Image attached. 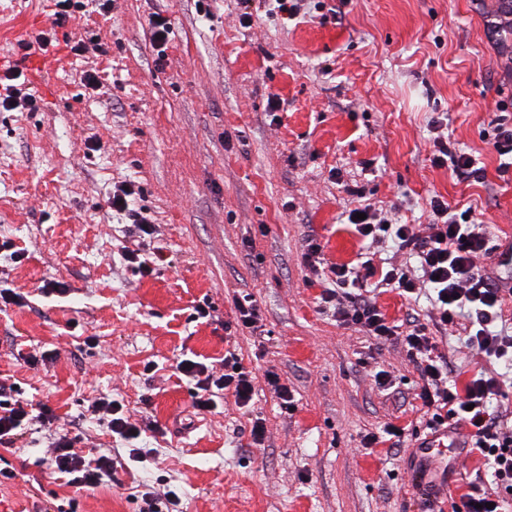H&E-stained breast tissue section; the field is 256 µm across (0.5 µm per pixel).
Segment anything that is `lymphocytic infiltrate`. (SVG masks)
Masks as SVG:
<instances>
[{"label": "lymphocytic infiltrate", "mask_w": 512, "mask_h": 512, "mask_svg": "<svg viewBox=\"0 0 512 512\" xmlns=\"http://www.w3.org/2000/svg\"><path fill=\"white\" fill-rule=\"evenodd\" d=\"M432 127L436 132L433 164L448 167L463 181L482 180L484 171L475 159L451 148L442 119H434ZM429 206L431 219L421 234L412 225L390 221L382 209L360 205L363 217L355 222L357 232L373 244L390 242L398 250L409 252L418 268L413 271L401 264L383 267L370 259L356 268L335 265L321 300L332 308L340 323L380 341H396L405 348L421 380L417 397L426 429L466 428L462 446L484 457L492 469L496 492L487 491L483 479L470 482L468 492L461 497L462 512H504L498 492L512 491V427L489 412L490 403L501 393V384L497 377L479 369L470 374L464 388H457L449 378V363L430 332L434 326L460 328L467 344L478 354L511 363L512 334L496 329L502 317L503 288L477 264L490 247L486 227L474 211L451 210L438 196L431 197ZM372 287L390 288L408 299L422 288H431L435 294L434 326L416 319L400 325L388 322L368 294ZM177 368L196 381L193 408L197 414L214 411L218 396L224 393L234 396L243 407L250 406L254 399L253 373L234 351L225 352L224 371L219 375L191 359L181 360ZM88 410L106 416L110 431L130 443L129 459H139L140 450L134 442L141 437L143 427L123 404L99 399L91 402ZM56 419L49 404L23 398L21 389L0 378V447H14L26 427L50 430L54 472L66 475L68 485L78 491L99 484L112 470L111 456L102 454L95 461H86L75 450L79 436L55 431Z\"/></svg>", "instance_id": "obj_1"}]
</instances>
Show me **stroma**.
<instances>
[{
	"label": "stroma",
	"mask_w": 512,
	"mask_h": 512,
	"mask_svg": "<svg viewBox=\"0 0 512 512\" xmlns=\"http://www.w3.org/2000/svg\"><path fill=\"white\" fill-rule=\"evenodd\" d=\"M110 0L63 24L51 0H0V65L20 66L36 111L0 107V376L48 403L61 428L78 422L84 454L117 449L111 477L85 490L62 485L46 433L0 448V512H141L129 487L180 496L177 512H424L411 489L410 450L361 438L386 424L413 428L419 374L405 349L336 321L323 282L301 264L307 238L325 265H355L368 240L348 221L345 185H358L405 224L429 221V200L472 204L493 249L478 264L512 285L502 245L512 239V172L484 137L497 103L512 109V39L493 27L496 0H305L289 17L261 0ZM171 23L157 67L149 19ZM50 32L47 63L24 61L18 36ZM98 36L109 53L77 35ZM97 70L102 88L81 83ZM279 109H272V98ZM477 159L482 182L432 164L433 118ZM134 182L167 263L134 273L121 257L124 219L108 198ZM60 280L67 294L42 293ZM252 296L258 330L227 336L236 298ZM388 321L426 317L429 294L379 288ZM215 320L193 319L196 305ZM256 375L254 407L225 396L192 412L185 358L220 368L228 347ZM50 354L30 365V354ZM387 370L383 390L374 374ZM294 398L285 411L265 379ZM149 407H142V397ZM166 427L143 432V458L85 410L95 399ZM261 419L264 436L250 430Z\"/></svg>",
	"instance_id": "stroma-1"
}]
</instances>
